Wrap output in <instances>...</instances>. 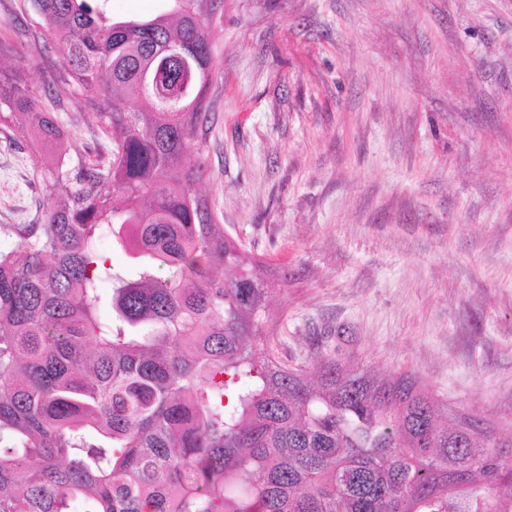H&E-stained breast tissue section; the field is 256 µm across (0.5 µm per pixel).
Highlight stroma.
<instances>
[{
    "mask_svg": "<svg viewBox=\"0 0 512 512\" xmlns=\"http://www.w3.org/2000/svg\"><path fill=\"white\" fill-rule=\"evenodd\" d=\"M32 16L0 0V64L40 88L64 48L34 50ZM211 30L187 160L264 264L278 360L408 376L449 417L512 430V0H224ZM71 97L46 102L68 162H97L111 143ZM6 137L0 121V225L40 223L54 168Z\"/></svg>",
    "mask_w": 512,
    "mask_h": 512,
    "instance_id": "1",
    "label": "stroma"
}]
</instances>
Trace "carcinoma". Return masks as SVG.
<instances>
[{"mask_svg":"<svg viewBox=\"0 0 512 512\" xmlns=\"http://www.w3.org/2000/svg\"><path fill=\"white\" fill-rule=\"evenodd\" d=\"M173 2L117 20L107 0H30L43 30L25 36L62 61L41 92L0 69V111L40 149L66 140L39 100L61 85L119 132L109 158L57 164L43 223L0 226L20 239L0 251V512H512V434L491 418L448 425L408 376L311 373L264 348L260 262L241 268L185 163L223 0ZM106 232L133 274L101 253Z\"/></svg>","mask_w":512,"mask_h":512,"instance_id":"1","label":"carcinoma"}]
</instances>
